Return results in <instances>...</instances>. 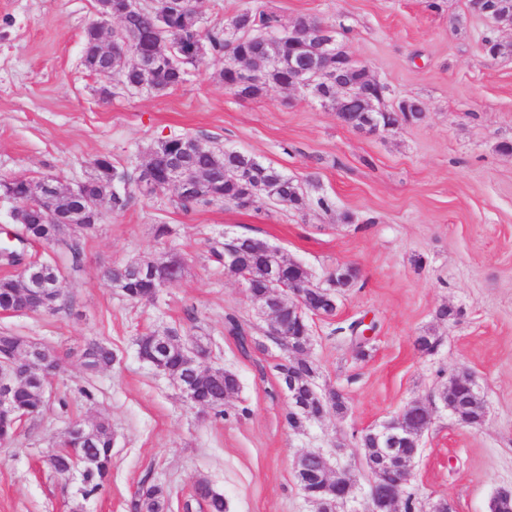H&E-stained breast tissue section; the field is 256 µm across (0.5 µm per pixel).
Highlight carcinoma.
Returning <instances> with one entry per match:
<instances>
[{"mask_svg": "<svg viewBox=\"0 0 512 512\" xmlns=\"http://www.w3.org/2000/svg\"><path fill=\"white\" fill-rule=\"evenodd\" d=\"M112 11L122 15V22L112 29V56L99 51L100 30L91 24L83 35V64L96 74H108L115 86L132 91H147L163 95L179 88L187 81L190 69L206 67L213 62L222 64L220 76L224 86L240 98H258L270 87L286 88L295 79L288 63L294 58L314 54L311 45L295 37H272L270 33L284 28L276 16L263 11L245 8L224 18L220 27L206 28L193 0H180L172 8L164 0H141L136 10H126L125 0H108ZM198 35L204 46L199 56L187 54L181 36ZM483 51L491 59L512 56V43L499 40L489 34L483 38ZM153 63L146 71L141 61ZM326 77L306 84L304 92L323 104L336 105L339 85H348L359 92V97L347 113L349 125L361 130L373 122L389 119L419 120L423 117L421 103L415 99H402L388 108L391 116L373 112L365 98L373 96L378 101L385 98L387 87L376 81L363 67L336 63V57L324 60ZM190 151V167L194 179L202 186L200 196L177 195V203L185 210L213 203L241 207L240 199L253 197L254 208L265 205H285L297 210L306 206L302 185L287 174L256 157L234 150L211 146L199 137L183 135L172 141L168 148L155 143L148 150V160L137 168L133 175L119 169L107 157L95 161V173L86 179V195L92 202L106 199L109 207L99 210L97 222H102L108 212H122L138 198L150 199L154 194L141 189V182L158 179L168 157ZM6 193L26 199L27 209L22 212V223L18 230L28 241L41 244L56 240L58 252L64 255L71 267H79L82 260L80 238L60 224L41 223V203L32 198L31 189L37 181L25 177L4 179ZM243 248L248 251L267 250L269 255L245 266L246 274L254 284V293L260 296L265 291L268 267L283 265L288 277L296 282H309L311 276L301 264L289 260L279 249L262 238L242 236ZM123 277V296L132 302L152 299L153 283L140 271L124 265L112 270ZM29 307L21 291L20 281L13 276L0 278V310H22ZM276 344L287 352L285 362L276 365L282 383L293 378L301 385L304 395L317 402L315 378L318 368L309 359L310 325L308 321L297 324L291 333L280 337L267 333ZM167 362L174 379L193 388L196 397L208 408L221 415L224 412V391L235 392L239 382L235 374H225L224 368L214 367L206 372H194L184 366L179 348L167 342ZM84 367L90 372L106 369L113 364L112 348L102 343H92L83 353ZM469 383L459 379L446 391L448 406L459 422L468 426L482 424L484 413L481 400L468 399ZM15 399L35 415L43 408V402L32 377L22 376L18 382ZM406 418L414 435L428 428L431 415L424 405L411 408ZM360 447L371 479L377 480L384 473L385 461L382 444L375 442L369 433L361 434ZM84 455L91 464L82 471L83 493L91 496L105 485L106 473L112 468V425L100 419L82 443ZM208 481L199 479L194 484L192 498L206 512H227L224 496L207 488ZM134 512H169V497L157 485L141 486L132 502Z\"/></svg>", "mask_w": 512, "mask_h": 512, "instance_id": "carcinoma-1", "label": "carcinoma"}]
</instances>
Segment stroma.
Here are the masks:
<instances>
[{
  "mask_svg": "<svg viewBox=\"0 0 512 512\" xmlns=\"http://www.w3.org/2000/svg\"><path fill=\"white\" fill-rule=\"evenodd\" d=\"M205 26L251 7L285 22L300 15L348 29L343 50L385 84V104L422 102V119L367 134L344 126L331 106L302 92L270 88L236 97L220 64L190 72L177 90L156 96L116 89L82 65L83 34L95 0H0V178L55 176L71 186L110 156L127 170L149 147L192 135L254 155L299 181L306 208L240 210L175 207L174 190L136 201L83 232L80 267L64 266L60 310L0 312V333L41 343L61 359L45 410L26 418L0 446V512H131L143 483L161 486L171 512L190 505L197 479L222 493L228 512H313L296 478L304 451L324 454L354 489L339 512H367L371 477L359 437L412 402L431 423L407 487L429 512H490L512 487V56L484 57L490 30L467 0H198ZM326 197L330 209L317 200ZM171 228L167 239L156 225ZM254 235L305 266L314 282L352 264L359 277L338 290L335 316H314L309 355L320 389L346 399L295 431L285 420L288 392L275 370L285 352L266 335L256 304L212 255L225 236ZM162 253L183 275L155 299L132 303L115 291L108 268ZM457 310L453 320L442 308ZM236 317L246 344L227 323ZM375 323L366 354L347 330ZM176 332L209 349L205 367L235 373L239 391L223 414L190 406L167 376L141 360L143 333ZM421 336L436 339L432 352ZM108 344L111 368L86 374L88 343ZM468 370L485 407L467 426L443 405L449 377ZM92 389L87 401L84 389ZM112 425V474L95 496L79 474L61 477L45 463L76 422Z\"/></svg>",
  "mask_w": 512,
  "mask_h": 512,
  "instance_id": "obj_1",
  "label": "stroma"
}]
</instances>
